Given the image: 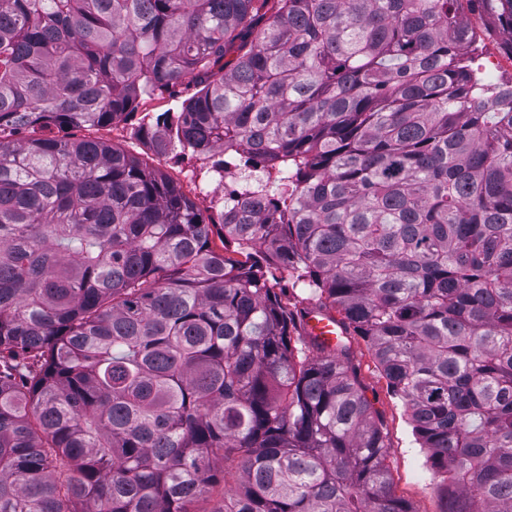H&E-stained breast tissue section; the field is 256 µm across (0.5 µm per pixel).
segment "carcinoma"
I'll use <instances>...</instances> for the list:
<instances>
[{
  "label": "carcinoma",
  "instance_id": "1",
  "mask_svg": "<svg viewBox=\"0 0 512 512\" xmlns=\"http://www.w3.org/2000/svg\"><path fill=\"white\" fill-rule=\"evenodd\" d=\"M465 3L512 42V0H0V134L198 75L143 137L265 177L206 215L113 144L0 137V512H412L358 338L443 512H512V80ZM464 14L466 19L470 23L472 29L474 30L478 45H479V54L481 55L480 63L486 65L484 56L493 54L496 55L500 59L499 69L492 73L493 76L491 81L496 82L498 80H509L512 77V54L511 61L502 53L501 44L506 40L503 35H489L487 33L488 21L480 14L478 11H472L465 3L463 4ZM332 316L334 315L312 308L304 320L306 332L334 343L336 334L334 333L335 326L331 321ZM361 384L383 422L388 454L386 464L394 493L414 512H441L444 508L442 477L426 464V452L412 431L410 417L363 341L354 343Z\"/></svg>",
  "mask_w": 512,
  "mask_h": 512
}]
</instances>
